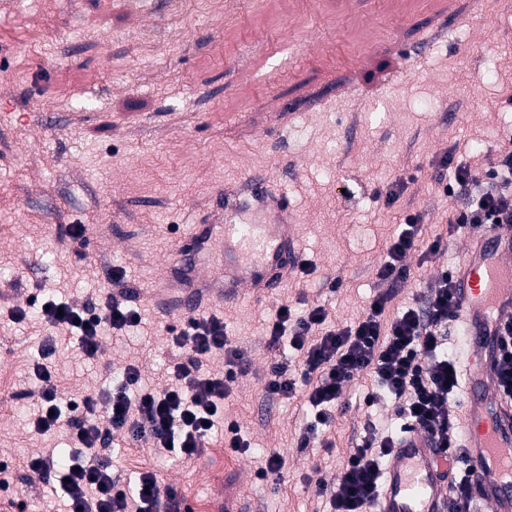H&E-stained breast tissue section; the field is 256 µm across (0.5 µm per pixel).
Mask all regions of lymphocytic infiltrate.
<instances>
[{"instance_id": "f902f5d3", "label": "lymphocytic infiltrate", "mask_w": 512, "mask_h": 512, "mask_svg": "<svg viewBox=\"0 0 512 512\" xmlns=\"http://www.w3.org/2000/svg\"><path fill=\"white\" fill-rule=\"evenodd\" d=\"M438 165L449 172L444 194L468 199L466 209L450 219V231L469 224H512V192L505 187L512 181L511 150L484 169L456 163L449 153ZM445 249L440 237L423 242L421 217L411 214L386 242L376 269L381 289L356 320L333 325L324 305L307 304L299 310L279 303L275 320L266 327L267 347L277 354L289 346L299 356V369L290 371L286 362L273 360L265 394L271 400L300 398L313 408L314 419L301 439L306 448L318 439L320 427L331 426L337 411L345 407L349 383L366 373L373 386L363 398L365 408L394 400L406 429L428 436L438 453L454 457L455 466L444 474L449 512H473L474 492L462 462L452 407L459 373L445 352L448 328L458 310L454 269L441 265L427 291L413 295L401 311L390 310L407 278L409 254L417 251L422 262L439 263ZM124 280L122 271L113 270L112 283L120 291L103 305L53 302L41 311L48 325L77 332L85 363L99 357L105 332L121 341L142 321L122 290ZM172 333L173 356L162 388L144 386L138 366L130 363L116 389L75 400L70 418L75 428L72 461L63 472L64 498L56 512H181L177 491L161 489L153 472L141 473L132 485L113 474L112 436L126 430L153 448L184 458L198 455L208 447L224 417L231 385L246 372L249 360L230 340L218 315L187 317ZM218 351L224 354V368L215 372L206 360ZM33 373L39 386L31 395L30 423L47 432L65 418V405L51 366L34 362ZM398 444V438L380 435L375 417H367L341 474L333 480L317 479L314 498L327 512H368L380 493L382 468Z\"/></svg>"}]
</instances>
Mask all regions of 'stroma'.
I'll use <instances>...</instances> for the list:
<instances>
[{
	"instance_id": "stroma-1",
	"label": "stroma",
	"mask_w": 512,
	"mask_h": 512,
	"mask_svg": "<svg viewBox=\"0 0 512 512\" xmlns=\"http://www.w3.org/2000/svg\"><path fill=\"white\" fill-rule=\"evenodd\" d=\"M511 139L506 0H0V394L35 387L43 354L67 398L111 390L132 361L162 387L169 320L149 294L175 247L196 225L223 223L225 196L252 174L287 195L312 267L282 298L356 320L407 215H423L424 239L447 237L444 260L457 263L470 231H448L463 202L440 192L438 160L479 166ZM68 224L84 234L59 239ZM115 268L143 323L133 345L104 338L92 370H78L68 331L10 317L32 297L99 302ZM210 311L251 360L224 406L250 453L219 435L199 456L165 457L119 431L114 473L132 483L153 471L203 512L227 498L238 512H317L306 481L340 473L369 376L347 388L332 448H301L307 406L264 390L274 302ZM70 444L67 428L37 433L22 403L0 402V458L25 512L56 499L28 457ZM269 449L286 461L275 487L256 476Z\"/></svg>"
}]
</instances>
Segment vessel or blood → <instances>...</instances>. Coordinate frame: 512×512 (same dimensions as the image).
<instances>
[{
    "instance_id": "obj_1",
    "label": "vessel or blood",
    "mask_w": 512,
    "mask_h": 512,
    "mask_svg": "<svg viewBox=\"0 0 512 512\" xmlns=\"http://www.w3.org/2000/svg\"><path fill=\"white\" fill-rule=\"evenodd\" d=\"M249 182L248 200L224 202L223 279L199 273L204 239L190 235L175 258L186 269L176 290L151 294L163 311L185 315L206 301L269 300L287 286L300 258L298 219L281 190L257 176ZM455 293L466 347L464 459L479 503L489 512H512V406L500 400L496 384L497 339L512 320L511 231L491 229L471 240L458 261ZM442 463L427 439L404 434L369 512H446L448 487L436 476Z\"/></svg>"
}]
</instances>
